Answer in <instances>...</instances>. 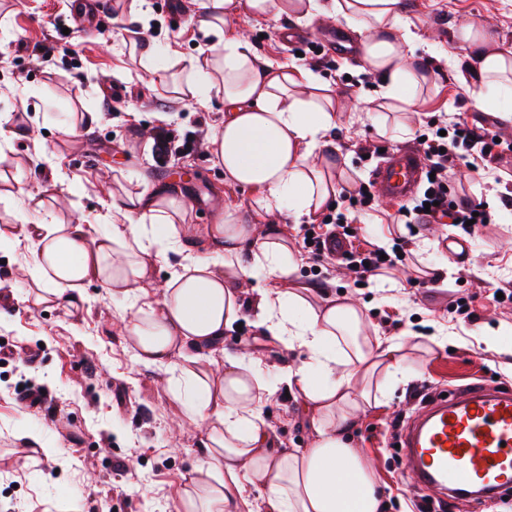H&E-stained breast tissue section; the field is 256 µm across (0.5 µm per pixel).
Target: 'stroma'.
<instances>
[{"instance_id": "stroma-1", "label": "stroma", "mask_w": 512, "mask_h": 512, "mask_svg": "<svg viewBox=\"0 0 512 512\" xmlns=\"http://www.w3.org/2000/svg\"><path fill=\"white\" fill-rule=\"evenodd\" d=\"M112 13L93 14L86 0H0V229L20 225L90 224L106 228L113 191L132 192L165 185L184 205V221L198 235L217 223L225 207L237 208L241 221L257 224L261 215L256 189L230 183L205 146L224 116L221 100L209 106L175 98L174 87L186 84L183 64L152 73L144 69L133 31L144 32L159 47L178 44L184 60L204 46L199 31L205 11L196 0H178L181 21H173L165 0H111ZM401 13L412 30L433 46L422 54L430 72L419 90L417 113L392 112L373 95L376 78L363 70L362 59L328 52L316 29L323 20L297 23L285 18L250 17L240 31L261 58L312 68L345 104L348 122L329 135L344 161L334 202L311 217L322 226L342 212L352 220L359 239L400 240L412 264L398 266L391 289L375 280L358 283L348 265L309 259L301 227L285 216L280 225L297 259L295 282L344 295L365 316L368 335L401 341L407 355L405 380L392 383L383 405L359 413L350 433L358 442L388 497L385 512H417L418 501L439 503L437 493L414 488L407 479L393 434V421L419 408L414 390L437 393L481 380L512 384V339L501 350L482 342L486 329H512V302L494 297L512 286V207L491 206V224L466 234L443 218L438 224L391 223L397 204L373 196L369 204L350 200L359 186L371 185L381 150L418 147L433 126L459 120L497 132L499 153L512 161V132L500 130L497 113L478 109L458 81L453 62L467 63L468 51L453 38L466 21H484L498 38L512 45V0H401ZM63 20L71 31L69 51L57 50ZM93 112L98 121L65 132L61 114ZM171 115L160 124L158 113ZM26 131L15 134L16 114ZM409 127L401 135L398 124ZM165 127L180 148L162 156L144 128ZM181 166L182 178L159 177V168ZM448 239L469 244V252L451 260L442 252ZM429 241L431 263L441 265L427 287L413 283L417 245ZM31 252L0 249V512H176L184 478L207 442L204 425L184 418L165 375L136 362L122 330L131 311L126 302L97 285H89L84 302L35 305L25 296L33 281L27 272ZM467 302L470 318L453 319L452 301ZM455 337L443 347L427 339L431 323ZM223 348L245 347L266 356L269 364L304 359V351L285 352L262 336L249 313L224 333ZM45 393L44 402L24 406L25 391ZM276 448L302 452L314 438L311 414L299 399L277 392L264 406ZM35 429L56 446L47 457L17 434Z\"/></svg>"}]
</instances>
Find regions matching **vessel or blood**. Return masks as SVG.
Instances as JSON below:
<instances>
[{
  "mask_svg": "<svg viewBox=\"0 0 512 512\" xmlns=\"http://www.w3.org/2000/svg\"><path fill=\"white\" fill-rule=\"evenodd\" d=\"M327 42L337 55L357 57L358 45L341 28ZM426 168L412 149L386 152L373 170L380 195L414 196ZM404 468L412 483L456 500L486 503L512 489V389L471 384L434 395L406 425Z\"/></svg>",
  "mask_w": 512,
  "mask_h": 512,
  "instance_id": "1",
  "label": "vessel or blood"
}]
</instances>
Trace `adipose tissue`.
I'll list each match as a JSON object with an SVG mask.
<instances>
[{
  "instance_id": "1",
  "label": "adipose tissue",
  "mask_w": 512,
  "mask_h": 512,
  "mask_svg": "<svg viewBox=\"0 0 512 512\" xmlns=\"http://www.w3.org/2000/svg\"><path fill=\"white\" fill-rule=\"evenodd\" d=\"M205 7L201 29L209 42L188 61L192 78L184 94L223 97L210 150L227 180L259 190L264 223L244 225L224 213L209 229L211 254L202 257L177 199L146 188L121 196L116 210L124 221L110 230L40 224L0 232V246L33 241L36 302L84 300L92 282L136 302L126 331L137 361L163 372L185 418L208 429L177 512H252L250 486L263 492L267 512H380V481L348 428L398 380L403 345L366 336L350 300L320 301L315 289L293 286L296 260L275 222L284 213L312 216L335 200L336 176L313 156L343 122L340 101L311 69L261 59L236 21L344 19L364 34V66L381 77L382 98L402 111L413 110L427 80L418 66L424 41L403 21L400 0H207ZM455 37L478 60L460 77L472 103L511 126L512 108L500 106L494 91L512 85V45L476 22L460 26ZM244 248L252 257L246 267L238 260ZM171 252L181 254L180 269L160 296L149 298L146 259ZM246 309L261 335L305 350V359L271 373L245 353H225L218 365L201 360L200 352L217 345ZM282 387L297 392L313 414L315 438L299 454L274 448L262 416L264 400Z\"/></svg>"
}]
</instances>
